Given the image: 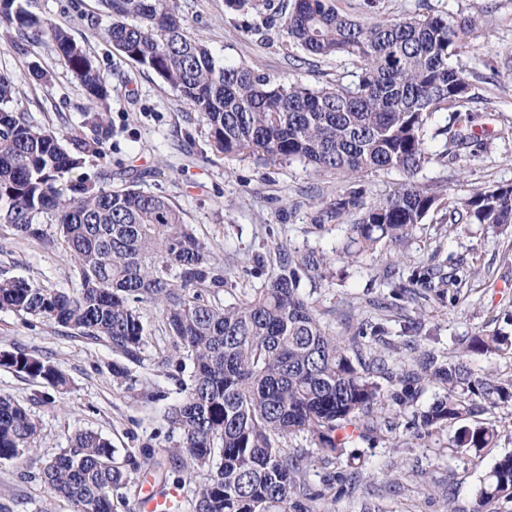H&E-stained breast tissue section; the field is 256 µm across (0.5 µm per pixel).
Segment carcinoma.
<instances>
[{
	"mask_svg": "<svg viewBox=\"0 0 512 512\" xmlns=\"http://www.w3.org/2000/svg\"><path fill=\"white\" fill-rule=\"evenodd\" d=\"M100 2L112 16L103 38L199 112L217 150L273 164L299 161L340 179L342 190L322 216L349 226L336 253L348 263L383 242H403L435 206V195L415 180L432 161L430 131L445 137V157L457 159L471 147L472 135L457 121L438 124L441 113L469 101V74L449 59L474 33L471 16L388 18L379 14L380 0H359V12L371 16L359 22L336 0H224L227 9L264 23L284 20L289 41L309 57L353 62L355 82L311 87L218 64L169 0ZM2 27L14 30L13 48L52 46L92 111L78 128L37 125L10 108L15 88L0 75V228L39 239L40 217H55L59 245L79 278L70 294L0 277V309L102 338L112 353L138 364L148 346L142 306L154 307L172 339L171 358L192 364L185 396L167 418L190 460L193 512H317L324 492L307 482L310 467L330 463L348 442L376 438L378 413L412 403L427 376L443 394L413 415L409 437L460 422L454 452L480 457L494 446L497 428L480 415L512 404V377L476 376L467 357L512 355V335L473 336L465 351L442 360L426 353L393 365L384 355L366 361L360 339L380 335V324L367 319L354 336L335 335L301 285L304 276L313 283L323 278L333 258L296 254L283 244L265 287L221 301L229 292L228 263L213 256L168 197L68 178L87 159L102 157L112 135L104 116L111 83L94 57L68 30L17 0H0ZM380 171L399 172L404 182L368 201L352 184ZM449 219L511 226L512 186L452 202ZM0 367L56 389L68 384L52 362L22 350H1ZM376 375L387 380V391ZM39 432L26 407L0 395V459L39 463L40 480L74 512H113L112 496L129 473L114 465L112 444L78 430L68 447L43 459ZM301 433L315 453L288 448ZM501 501L512 502V453L482 475L472 512H497Z\"/></svg>",
	"mask_w": 512,
	"mask_h": 512,
	"instance_id": "cac0c4a2",
	"label": "carcinoma"
}]
</instances>
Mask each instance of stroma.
I'll use <instances>...</instances> for the list:
<instances>
[{"instance_id":"35a3bbf8","label":"stroma","mask_w":512,"mask_h":512,"mask_svg":"<svg viewBox=\"0 0 512 512\" xmlns=\"http://www.w3.org/2000/svg\"><path fill=\"white\" fill-rule=\"evenodd\" d=\"M195 37L204 39L216 58L244 64L272 80L306 83L351 81L348 59L323 61L317 70L291 68L293 48L280 25L245 33L256 16L229 11L224 0H172ZM387 17H476L478 27L452 64L473 73V98L466 105L476 142L467 157L443 159V138L430 141L434 158L416 176L431 188L436 207L400 245L382 244L360 265L335 262L314 295L317 308L337 335H352L370 314L369 301H390L392 284L384 269L390 254L402 256L404 275L436 263L444 274L465 277L460 289L439 282L423 287V300L406 304L403 315L385 321V333L373 340L382 351L414 343L417 353L444 356L462 350L470 338L490 334L512 314V226L452 224L448 204L494 185H512V0H381ZM34 12L68 28L96 59L112 83L108 118L112 137L105 156L87 161L84 171L112 175L111 185L134 186L167 196L184 211L186 223L204 240L215 258H233L231 282L236 288H260L275 261V244L291 251L332 253L347 237L343 224H323L322 204L339 189L335 176L303 164H264L253 157H228L213 147L198 112L182 101L153 72L123 57L101 36L112 19L99 0H34ZM39 63L51 71L50 85L32 80L29 68ZM0 74L15 87V111L42 126L64 129L79 125L87 105L81 87L64 63L47 47L22 54L0 53ZM41 239H24L0 231V275L20 277L48 288L74 293L79 289L71 262L55 241L56 227L43 222ZM151 336L141 363L130 365V377L112 375L115 356L108 343L77 331L25 318L0 309V350L23 349L44 355L70 380L57 392L34 380L0 368V394L13 397L40 423L39 454L48 458L68 445L75 431L89 429L106 437L115 459L152 454L160 474L132 473L115 512H139L140 488L153 482L159 489L180 487L191 500L186 481L188 457L177 448L166 414L185 392L187 374L166 363L171 339L161 330L152 307H143ZM457 427L447 424L432 438L394 448L387 439L348 443L332 464L317 465L309 483L325 490L326 512H359L369 503L381 512H471L481 475L496 457L512 453V425L501 427L497 442L482 458L449 454ZM359 468L362 484L355 493L335 488L337 473ZM0 501L15 512H72L70 502L50 494L35 464L0 460Z\"/></svg>"}]
</instances>
